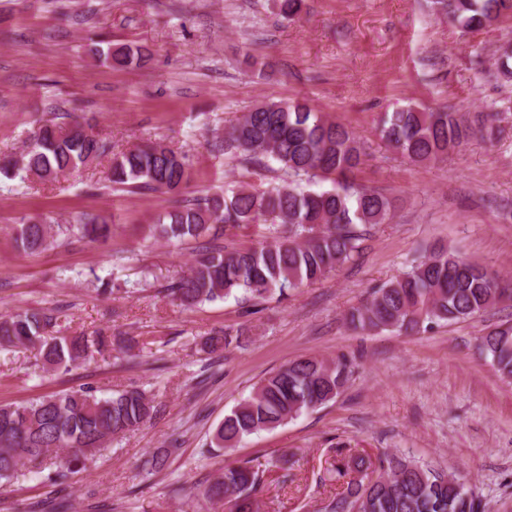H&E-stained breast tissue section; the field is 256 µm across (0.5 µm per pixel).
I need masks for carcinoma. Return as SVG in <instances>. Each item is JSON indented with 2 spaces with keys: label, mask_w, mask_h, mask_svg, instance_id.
I'll return each instance as SVG.
<instances>
[{
  "label": "carcinoma",
  "mask_w": 512,
  "mask_h": 512,
  "mask_svg": "<svg viewBox=\"0 0 512 512\" xmlns=\"http://www.w3.org/2000/svg\"><path fill=\"white\" fill-rule=\"evenodd\" d=\"M433 7L463 32L512 18L503 11V0H433ZM140 56V50L123 45L107 50L104 60L113 68L127 67ZM91 129L88 121L39 127L18 157L0 163V176L54 181L108 156L107 180L115 188L169 193L190 180L185 151L158 141L112 154L105 141L87 134ZM379 133L387 146L418 164L443 159L475 128L456 112L406 105L384 114ZM224 153L258 164L273 161L285 178L273 187L245 184L188 200L149 226L151 236L175 247L218 228L260 229V240L250 247L199 248L188 272L166 289L187 307L240 290L260 301L276 291L283 295L314 284L359 255L369 228L390 219L391 200L354 180L364 143L306 100L255 105L225 130ZM302 181L330 182L332 188L303 189ZM64 232L105 244L115 229L104 217L56 230L30 218L15 226L14 242L26 252L43 251ZM506 299H512V292L506 293L485 268L440 247L371 288L348 311L346 321L355 330L418 333L434 324L477 317ZM55 326L56 318L41 310L1 314L0 347L37 350L44 372L68 371L112 351L110 336H55ZM478 349L501 377L512 379V326L487 332ZM353 373V362L344 356L292 360L260 380L215 428L212 442L231 450L255 433L325 406L345 391ZM152 410V400L139 390L98 396L88 387L0 405V480L23 468L41 474L53 459L58 460L57 475L83 467L112 437L138 429ZM346 469L362 478L350 480L325 512H478L480 507L472 488L403 453L385 454L376 465L357 455ZM263 484L264 473L253 466L229 463L203 496L232 501L236 512H257Z\"/></svg>",
  "instance_id": "carcinoma-1"
}]
</instances>
